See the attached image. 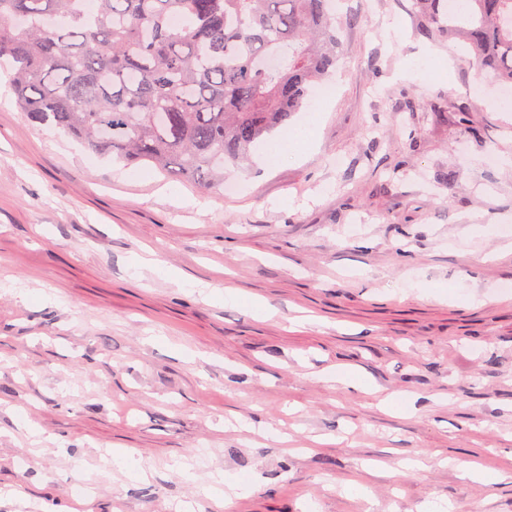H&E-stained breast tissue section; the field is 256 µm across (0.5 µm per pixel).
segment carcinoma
<instances>
[{
  "instance_id": "cac0c4a2",
  "label": "carcinoma",
  "mask_w": 512,
  "mask_h": 512,
  "mask_svg": "<svg viewBox=\"0 0 512 512\" xmlns=\"http://www.w3.org/2000/svg\"><path fill=\"white\" fill-rule=\"evenodd\" d=\"M414 0L512 84V0ZM335 0H0V70L20 110L124 165L205 190L288 127L336 70Z\"/></svg>"
}]
</instances>
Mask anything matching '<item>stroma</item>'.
Instances as JSON below:
<instances>
[{"label":"stroma","instance_id":"35a3bbf8","mask_svg":"<svg viewBox=\"0 0 512 512\" xmlns=\"http://www.w3.org/2000/svg\"><path fill=\"white\" fill-rule=\"evenodd\" d=\"M425 25L413 0H339L332 101L290 122L312 143L262 170L265 137L232 193L113 163L0 92V512H512V105ZM339 366L372 391L327 380ZM107 448L132 466L100 473ZM216 471L248 495L205 498Z\"/></svg>","mask_w":512,"mask_h":512}]
</instances>
